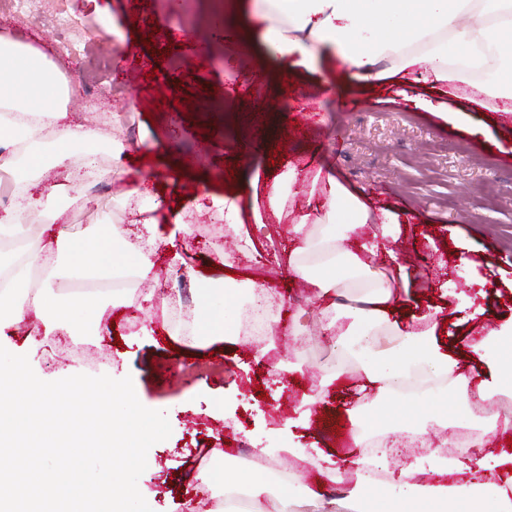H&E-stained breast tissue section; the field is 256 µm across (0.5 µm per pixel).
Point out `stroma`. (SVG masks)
<instances>
[{
    "label": "stroma",
    "mask_w": 512,
    "mask_h": 512,
    "mask_svg": "<svg viewBox=\"0 0 512 512\" xmlns=\"http://www.w3.org/2000/svg\"><path fill=\"white\" fill-rule=\"evenodd\" d=\"M67 8L93 33L118 31L138 44L137 60L74 54L46 12L0 18V36L59 64L70 83L72 122L106 137L122 134L127 173L100 178L92 203L70 207L58 220L32 212L25 241L46 244L59 231L79 236L97 224L125 227L116 203L131 182L142 181L150 198L169 202L154 214L159 234L168 235L181 215L194 240L187 265L198 271L223 260L218 275L238 290L236 301L211 299L233 341L194 346L176 325L192 322L199 283L172 280L163 247L156 281L135 282L132 295L108 306L99 334L72 335L64 327L49 333L32 316L5 332L42 380L128 376L145 407L166 412L172 432L150 448L155 468L138 480L151 512H185L199 488L190 473L207 451L221 449L233 466L239 440L276 448L290 439L304 457L279 460L301 466V483L312 486L329 463L352 472L361 438L384 429L383 405L349 422L358 373L337 366L310 289L286 287L288 270L276 260L308 199L309 187L300 183L285 216L269 208L271 185L287 180L292 168L333 176L374 216L400 213L403 223L376 263L389 270L387 252L395 250L404 267L396 293L409 299L408 320L429 310L441 350L466 370H486L470 341L512 322V112L399 76L352 89L333 86L323 73L304 74L281 94L268 49L235 53L227 45L236 20L213 21L224 0H67ZM258 99L264 111H253ZM233 167L243 173L234 183L224 178ZM229 192L260 246L259 259L248 257L244 239L216 232L197 209ZM490 193L497 198L492 206L485 201ZM255 288L278 301L274 338L262 350L240 334ZM298 323L304 332L296 336ZM230 418L236 431L224 428Z\"/></svg>",
    "instance_id": "obj_1"
}]
</instances>
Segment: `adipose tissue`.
<instances>
[{"label":"adipose tissue","instance_id":"obj_1","mask_svg":"<svg viewBox=\"0 0 512 512\" xmlns=\"http://www.w3.org/2000/svg\"><path fill=\"white\" fill-rule=\"evenodd\" d=\"M249 15L241 45L250 43L253 32H261L284 72L298 66L316 69L328 48L350 67L351 80L360 85L389 73L411 75L454 91L467 86V97L474 102L491 99L503 108L512 107V85H491L481 78L491 65L512 74V55L504 52V41L512 36V0H251ZM68 94L63 72L41 50L0 37V171L16 177L13 206L0 215L1 238L16 237L25 215L43 204L44 199L31 194L30 178L72 167L77 150L100 139L96 128L70 120ZM145 196L140 188L130 189L120 205L132 223L142 226L147 247L136 246L125 232L108 227L80 238L58 237L59 258L53 262L44 250L31 246L22 260H0V275H16L28 263L42 273L40 286L28 291L24 313L57 326L71 325L77 314L98 318L111 304V294L75 293L63 287V280L154 277L157 230ZM399 222L393 212L373 218L364 202L326 177L319 197L309 198L306 211L290 229L288 267L305 278L315 299L322 301L325 330L362 370L361 398L387 401L389 433L424 441L435 427L454 432L470 428L478 451L465 461L441 457L439 448H431L438 458L434 468L426 471L411 463L383 483L370 474L377 459H361L345 498L378 504V512H447L451 506L457 512H512V487L497 488L491 511L470 477L472 469L491 473L498 466L496 456L480 452L488 436L496 433L497 423L476 427L468 416L428 409L445 396L462 403L475 394L490 403L496 394L512 390V327L472 345L473 351L493 353L490 381L466 371L453 355L440 350L430 328L402 331V355L381 351L382 336L401 331L397 316L404 303L374 265V249L364 244L355 249L349 242L366 224H373L375 235L387 237ZM341 288L359 289L358 302H337ZM271 484L263 473L225 469L224 498L205 512H289V488L273 496Z\"/></svg>","mask_w":512,"mask_h":512}]
</instances>
